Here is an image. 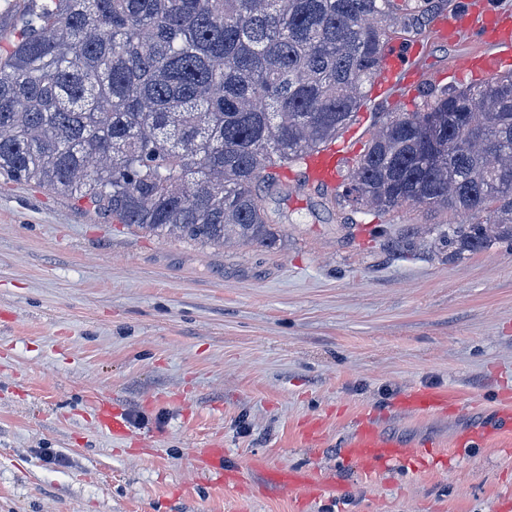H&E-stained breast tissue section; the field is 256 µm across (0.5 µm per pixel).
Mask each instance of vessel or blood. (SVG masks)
<instances>
[{
	"mask_svg": "<svg viewBox=\"0 0 512 512\" xmlns=\"http://www.w3.org/2000/svg\"><path fill=\"white\" fill-rule=\"evenodd\" d=\"M468 19L471 29L483 31L486 42L499 47L498 53L481 56L476 61L477 76H489L497 71L500 60L512 56V19L503 14L484 11L472 12ZM340 158V153L332 147L309 156L306 160L305 173L300 178L301 184L313 188L335 185L340 173ZM399 405L407 409L429 407L445 411H459L463 408L461 400L453 394L426 390L407 395L400 400ZM511 426L512 411L502 409L471 426L465 437L467 440L477 442L489 435L501 433ZM343 453L366 472L373 473L393 460L417 455L418 449L414 444L386 436L379 423L370 418L358 423L351 438L346 441ZM194 467L208 472L219 484L227 481L236 482L241 478L240 471L225 470L224 451L220 448L200 449ZM269 480L280 492L286 494L314 495L321 489L319 479L308 471L277 469L270 473Z\"/></svg>",
	"mask_w": 512,
	"mask_h": 512,
	"instance_id": "1",
	"label": "vessel or blood"
}]
</instances>
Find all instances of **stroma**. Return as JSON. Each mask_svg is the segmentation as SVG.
<instances>
[{"label": "stroma", "instance_id": "stroma-1", "mask_svg": "<svg viewBox=\"0 0 512 512\" xmlns=\"http://www.w3.org/2000/svg\"><path fill=\"white\" fill-rule=\"evenodd\" d=\"M490 51L424 39L423 81L375 83L337 139L332 190L266 193L268 245L155 238L0 176V512H512V435L455 446L512 402V241L461 253L438 227L467 215L342 197L374 124ZM415 389L472 410L398 409ZM104 398L126 437L97 427ZM365 415L424 460L362 472L341 448ZM214 444L244 484L193 468ZM253 459L335 489L283 496Z\"/></svg>", "mask_w": 512, "mask_h": 512}]
</instances>
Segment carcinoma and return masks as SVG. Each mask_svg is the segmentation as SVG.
<instances>
[{"label": "carcinoma", "mask_w": 512, "mask_h": 512, "mask_svg": "<svg viewBox=\"0 0 512 512\" xmlns=\"http://www.w3.org/2000/svg\"><path fill=\"white\" fill-rule=\"evenodd\" d=\"M403 0H26L0 56V176L158 238L266 244L260 184L355 124ZM345 198L512 240V72L429 89L378 128Z\"/></svg>", "instance_id": "carcinoma-1"}]
</instances>
